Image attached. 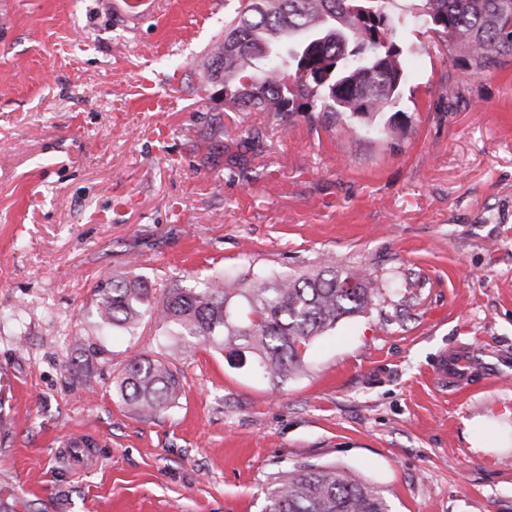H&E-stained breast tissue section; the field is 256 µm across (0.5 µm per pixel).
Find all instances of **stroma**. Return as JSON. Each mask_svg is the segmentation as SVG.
<instances>
[{"label": "stroma", "mask_w": 512, "mask_h": 512, "mask_svg": "<svg viewBox=\"0 0 512 512\" xmlns=\"http://www.w3.org/2000/svg\"><path fill=\"white\" fill-rule=\"evenodd\" d=\"M236 0H170L130 33L105 0H0V499L16 512H264L301 464L390 512H512V55L429 48L384 140L237 110L203 66ZM168 107L157 111L152 98ZM332 258L385 288L275 386L199 348L147 419L116 385L163 330H95L94 287L156 291ZM461 351L484 389L438 383ZM92 439L83 470L69 434ZM479 437L501 441L475 447Z\"/></svg>", "instance_id": "obj_1"}]
</instances>
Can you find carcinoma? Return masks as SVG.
Returning a JSON list of instances; mask_svg holds the SVG:
<instances>
[{
  "instance_id": "cac0c4a2",
  "label": "carcinoma",
  "mask_w": 512,
  "mask_h": 512,
  "mask_svg": "<svg viewBox=\"0 0 512 512\" xmlns=\"http://www.w3.org/2000/svg\"><path fill=\"white\" fill-rule=\"evenodd\" d=\"M224 25V43L205 67L224 84V104L238 110L315 112L334 127L344 116L361 118L378 137L394 122L377 124L393 109L405 80L398 42L403 27L392 0H238ZM413 18L435 34L438 52L464 61L475 73L493 54L512 52V0H418ZM98 321L131 334L148 314L165 328L163 348L189 357L196 347L227 352L278 385L304 371L318 336L345 317L365 314L381 294L365 271L319 269L268 279L217 269L198 288L174 284L161 300L143 275L130 270L96 289ZM123 400L153 417L184 392L172 363L139 358L117 384ZM265 512H389L378 490L334 467L303 464L267 496Z\"/></svg>"
}]
</instances>
